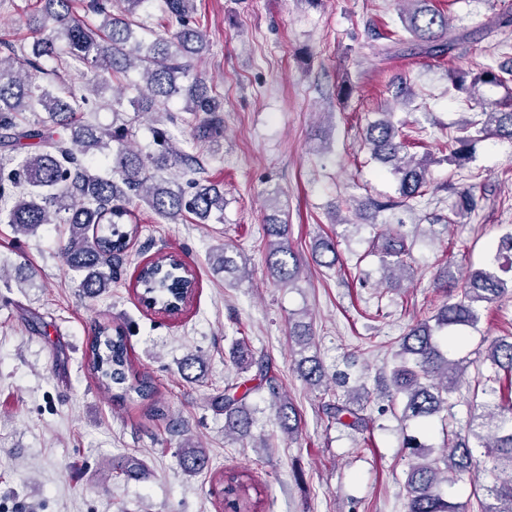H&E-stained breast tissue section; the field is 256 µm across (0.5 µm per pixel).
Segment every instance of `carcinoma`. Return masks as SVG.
<instances>
[{
	"label": "carcinoma",
	"mask_w": 512,
	"mask_h": 512,
	"mask_svg": "<svg viewBox=\"0 0 512 512\" xmlns=\"http://www.w3.org/2000/svg\"><path fill=\"white\" fill-rule=\"evenodd\" d=\"M73 0H43L28 21L34 35L31 53L18 55L16 47L3 43L0 52V148L8 155L24 147L28 140L36 151L27 155L18 168L8 173L18 191L11 208L0 210V218L11 225L14 233L33 235L45 224L63 222L69 225V237L62 248L68 270L81 277L80 288L85 297L93 299L112 287L114 267L132 237L138 232L133 223L130 205L152 210L163 220L174 223L188 215L201 224L211 216H224V191L197 177L201 165L197 156L179 146L167 130L152 128L156 149L144 155L129 145L133 125L129 121L110 127L78 123L76 113L83 111L89 97L112 88V81L131 69L142 75L145 86L139 95L122 101L112 96L109 105L119 115L134 113V119L165 109L173 101L182 100V111L198 119L194 141L218 146L224 138V106L212 95L204 76L194 71V62L207 41L202 30L191 25L194 0H163L166 12L164 33L146 42L135 37V22L130 16L149 0H90L88 10L102 17L98 29L89 28L72 10ZM432 0H404L416 8L403 10L401 21L418 42L422 53L431 57L448 55L459 40V34L448 21V15L430 5ZM119 13H113V9ZM73 57L92 73L85 82V92L60 94L52 83L41 84L36 73L44 71L43 62L59 63ZM512 82V68L484 67L466 80L462 74L452 75L455 91L474 92L480 86L507 87ZM40 107L45 117L33 125L22 127L16 122L21 112ZM482 118L465 120L451 138V158L461 164L471 159L472 143L480 135L512 140V96L481 106ZM365 142L372 158L391 166L399 179L400 200L390 203L369 202L376 209L393 206L412 207L428 187L426 158L416 160L408 155L405 139L391 119L383 118L368 124ZM174 170L185 178V185L174 190L155 181L150 170ZM264 230L268 241V265L276 281L291 285L297 279L300 258L288 247V224L274 215L266 218ZM380 253L384 268L394 273L410 267V248L405 237L392 229L380 234ZM331 254L324 262L336 264V241L320 239L315 247L319 258ZM210 260L226 273L240 271L242 252L228 246L214 249ZM194 283L185 268H173L166 256H157L144 263L138 271L135 288L140 297L154 299L156 306L166 308L167 302L182 286ZM509 293L508 282L488 265L468 272L460 291L450 296L437 312L411 326L399 339L394 353L395 365L388 375L387 405L384 414L397 408L402 399L400 420L416 428L407 435L402 447L408 450L404 490L408 512H467L468 503L447 497L443 485L448 477L470 473L480 456L491 462L496 481L473 490V496L484 495L481 512H512V424L502 412L488 411L482 415V433L467 426L465 433H454L448 453L441 460L431 458L433 448L420 439L433 419L452 408L451 395L467 365L464 360L448 357V349L460 341L464 327L475 328L485 305L495 303ZM291 335L309 349L310 326L295 322ZM234 357L246 372L252 365L260 371L270 366L248 360L244 343H236ZM494 380L500 375L512 380V336L496 340L489 348ZM88 367L97 384L106 391L122 390L139 397H154L151 379L137 374L133 367L125 336L111 334L103 327L89 346ZM300 376L312 386L322 385L326 373L317 356L298 361ZM335 384L343 394L323 403L322 411L336 423L357 432L371 428L374 419L355 398L350 374L339 371ZM247 394H224V432L248 434L252 419L247 408ZM277 419L284 431H298L299 418L295 408L278 396ZM444 467H439L438 462ZM208 458L201 448H192L182 457L185 472L191 474L206 467ZM224 508L227 512H261L263 500L258 498L251 475L244 471L224 474Z\"/></svg>",
	"instance_id": "cac0c4a2"
}]
</instances>
